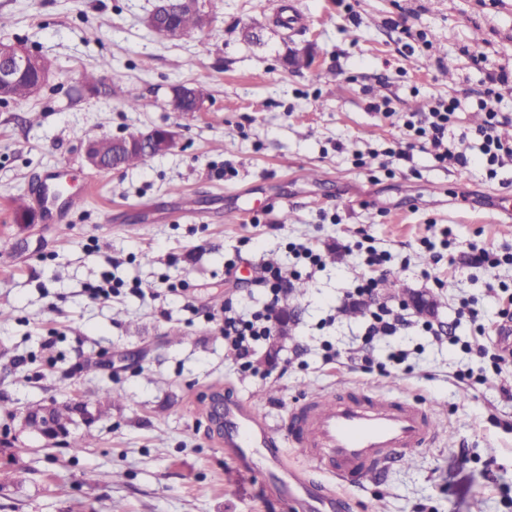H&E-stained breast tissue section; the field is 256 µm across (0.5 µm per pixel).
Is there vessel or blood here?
<instances>
[{
  "instance_id": "b4317fda",
  "label": "vessel or blood",
  "mask_w": 512,
  "mask_h": 512,
  "mask_svg": "<svg viewBox=\"0 0 512 512\" xmlns=\"http://www.w3.org/2000/svg\"><path fill=\"white\" fill-rule=\"evenodd\" d=\"M59 169L46 172L38 202L47 221L77 211L85 192L63 194ZM226 451L265 448L269 463L284 473L283 494L307 512H350L347 498L314 482L313 474L340 486L362 487L389 465L431 447L438 439L434 418L424 403L400 395H382L363 387L342 388L305 396L280 429L253 416L241 402L224 405ZM288 441L300 453L301 469L289 468L279 445Z\"/></svg>"
}]
</instances>
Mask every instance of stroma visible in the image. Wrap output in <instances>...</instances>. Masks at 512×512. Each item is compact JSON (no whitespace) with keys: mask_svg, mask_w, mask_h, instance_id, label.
<instances>
[{"mask_svg":"<svg viewBox=\"0 0 512 512\" xmlns=\"http://www.w3.org/2000/svg\"><path fill=\"white\" fill-rule=\"evenodd\" d=\"M286 3L302 17L288 29L276 22ZM152 4L0 0L13 22L7 39L54 64L39 95L0 104V467L19 475L0 488V512H290L263 449L225 453L210 397L249 403L278 426L306 394L354 386L431 405L439 439L345 488L352 512H512V395L493 375L456 379L483 367L462 344L495 345L493 290L512 288V264L475 267L465 256L471 244L512 247L488 198L512 195V162L489 177L469 140L453 145L467 166L437 162L401 122L415 102L457 99L458 123L471 124L491 90L512 118V81L488 80L512 74V0H224L210 28L179 41L146 27ZM301 46L315 60L290 70L286 52ZM101 57L106 82L142 94L138 109L85 86ZM180 83L209 88L202 111H170ZM163 128L178 132L177 147L139 167L100 171L84 160L89 141ZM53 167L69 191L93 186L56 228L14 205ZM445 228L452 266L435 260ZM364 233L390 255L377 295L413 323L369 350L364 315L342 311L362 259L336 249ZM294 243L313 245L323 268L284 302L290 337L258 345L243 371L224 342V308L262 306L258 266H295ZM107 280L123 281L119 294L92 299L90 287ZM425 290L427 318L407 300ZM465 301L485 336L460 316ZM426 320L459 344L425 335ZM174 329L184 342H170ZM329 347L338 362H324ZM399 349L400 365L389 359ZM108 391L121 399L97 416ZM51 401L91 412L70 431L92 433V447L75 453L25 428L24 413Z\"/></svg>","mask_w":512,"mask_h":512,"instance_id":"1","label":"stroma"}]
</instances>
